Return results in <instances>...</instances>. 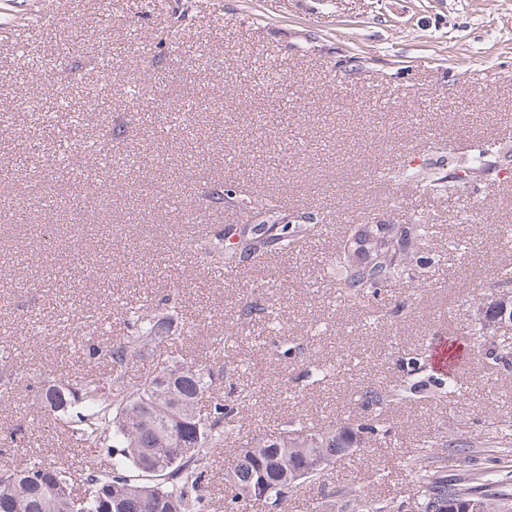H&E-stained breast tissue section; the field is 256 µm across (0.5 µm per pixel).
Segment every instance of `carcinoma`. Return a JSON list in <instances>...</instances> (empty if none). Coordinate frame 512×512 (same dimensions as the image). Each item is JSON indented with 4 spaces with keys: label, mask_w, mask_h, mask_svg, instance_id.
<instances>
[{
    "label": "carcinoma",
    "mask_w": 512,
    "mask_h": 512,
    "mask_svg": "<svg viewBox=\"0 0 512 512\" xmlns=\"http://www.w3.org/2000/svg\"><path fill=\"white\" fill-rule=\"evenodd\" d=\"M53 51L46 64L55 66L59 56L76 52L80 42L57 32L49 34ZM183 109L181 131L190 129L194 93L178 98ZM430 151H448V161L437 166L428 159L415 163L416 156H401L381 173L387 182L407 181L424 192L453 197L469 188H486L491 183L512 182V144L497 139L472 144L461 152L456 142L435 141ZM206 197L214 204L237 199L233 184L212 188ZM31 205L42 210L47 199H4L0 209L21 211ZM257 222L233 230L236 242L218 232L202 240L197 250L217 273L255 265L273 253L293 252L303 239L320 235L323 221L309 224L301 217L284 220L272 199L253 202ZM432 234V225L418 218L412 224H357L347 240L361 241L358 251L343 244L326 259L321 277L353 302L379 303L386 294L409 289L417 292L432 286L430 268L438 263L421 255ZM498 294L480 308L478 328L440 335L422 351L405 350L397 355L402 372L392 384L367 382L355 394L363 416L343 426L314 427L293 417L271 433L258 431L242 436L241 415L254 393L230 386L222 397L215 383L224 374L221 352L202 362L156 364L145 378H133L134 364L178 339L187 326L183 310L166 295L151 298L123 310L129 335L99 348L79 345L88 356L106 360L103 375L75 373L65 378L50 376L27 379L26 389L36 408L63 420L76 443L91 451L107 450L105 467L81 474L83 491L72 492L73 474L45 459L27 460L0 472V512H209L210 466L212 459L235 444L237 452L224 471V512H244L257 502L268 510L280 507L294 488L314 483L322 471L301 478L308 460L334 454L350 447L353 438L366 436L364 447L391 436L392 427L383 418L386 409L414 399L452 398L457 388L447 371L434 363V351L443 348L455 361L468 337L496 324L502 312L512 317V266L499 271ZM265 311L258 302H240L238 321L249 323ZM269 357L277 362L303 366V377L317 382L331 378L347 365L313 362L305 356L304 344L285 335L283 327L271 328ZM487 367L497 373L512 371V342L505 336L484 348ZM21 381L14 368L12 346L0 341V386ZM480 451L471 442L448 440V435L424 442L406 462L414 485L411 501L397 497L368 498L353 487H340L322 502V512H443L450 503L475 501L480 512H512V492L494 482L472 476L450 479L443 463L453 459L469 465Z\"/></svg>",
    "instance_id": "1"
}]
</instances>
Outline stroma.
<instances>
[{
  "label": "stroma",
  "mask_w": 512,
  "mask_h": 512,
  "mask_svg": "<svg viewBox=\"0 0 512 512\" xmlns=\"http://www.w3.org/2000/svg\"><path fill=\"white\" fill-rule=\"evenodd\" d=\"M50 3L42 24L64 16L93 38L47 71L40 43L23 52L0 31V113L15 115L11 127L0 126V200L21 190L70 198L82 191L80 159L63 157L62 141L87 149L116 143L132 156L150 145L154 162L151 170L130 166L120 180L100 182L78 216L63 205L0 222V338L11 342L18 373L104 372L103 360L70 350L75 322L99 326L92 341L105 346L129 333L123 307L168 295L188 326L138 362L140 373L160 360L208 357L220 342L225 364L253 361L251 379L265 397L242 419L243 432L271 431L294 416L332 425L356 418L352 394L363 381L399 377L397 349L475 327L499 268L512 264V183L446 202L383 183L378 173L401 153H425L455 124L470 142L512 141V0H163L155 9L144 0ZM351 56L362 62L357 73L337 69ZM179 68L200 97L188 136L175 125L178 104L167 82ZM100 88L114 98L100 100L82 125L58 112L47 121L19 109L24 96L52 102L60 93L83 97ZM218 99L220 112L212 108ZM147 178L172 200H198L215 226L245 210L242 201H204L210 186L228 178L244 196L277 198L292 214L327 213L330 225L299 254L222 278L189 249L172 254L174 240L196 239L195 215L142 205ZM106 194L119 208L102 205ZM419 215L438 229L426 254L447 252L452 235L467 240L471 254L451 274L436 272L432 288L407 298L398 314L374 321L370 304L343 305L318 277L345 225L370 218L405 224ZM69 243L79 245V260L64 276L49 275L50 250ZM254 289L288 335L307 342L310 359L355 357L346 384H307L301 366L270 360L260 320L237 330L239 300ZM499 336L488 329L471 337L454 372V398L391 407V436L337 461L324 471L325 483L370 496L408 495L404 460L444 432L476 442L482 454L474 471L512 491V373H491L481 351ZM42 457L74 470L101 461L16 387L0 397V468Z\"/></svg>",
  "instance_id": "obj_1"
}]
</instances>
